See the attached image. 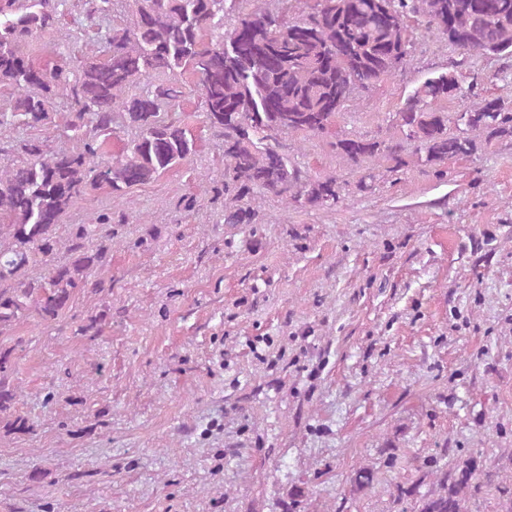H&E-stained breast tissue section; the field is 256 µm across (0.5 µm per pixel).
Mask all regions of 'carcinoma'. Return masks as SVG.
I'll use <instances>...</instances> for the list:
<instances>
[{"label": "carcinoma", "mask_w": 512, "mask_h": 512, "mask_svg": "<svg viewBox=\"0 0 512 512\" xmlns=\"http://www.w3.org/2000/svg\"><path fill=\"white\" fill-rule=\"evenodd\" d=\"M80 36L94 54L35 63L31 47L62 24L69 0H0V92L8 99L0 129L54 126L72 146L52 150L38 139L0 137V335L34 319L54 323L75 295L105 290L92 275L112 251V225L125 215L108 208L91 224L58 228L67 213L99 191L113 199L179 168L196 152V136L172 117L186 92L201 91L207 127L224 142V177L210 188L224 198V223L255 224L251 200L271 194L294 207H333L348 184L313 176L288 153L285 139L335 126L350 103L407 62L415 26L448 41L461 58L512 57V0H79ZM454 63L426 77L390 116L395 136L336 137L348 165L437 167L512 140V107L499 97L468 104L470 88ZM457 99L450 112L442 103ZM65 112L57 113L58 102ZM133 137L111 155L117 130ZM94 238L97 244L88 245ZM68 257L55 262L60 248ZM36 266L41 276L31 275ZM16 347L0 345V432L28 433L14 383ZM475 460L458 466L419 512H463Z\"/></svg>", "instance_id": "obj_1"}]
</instances>
